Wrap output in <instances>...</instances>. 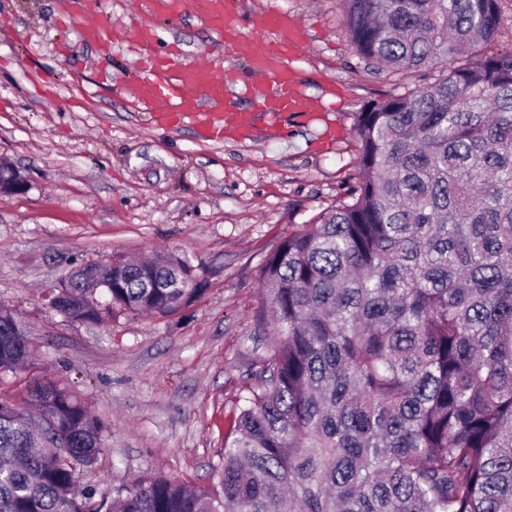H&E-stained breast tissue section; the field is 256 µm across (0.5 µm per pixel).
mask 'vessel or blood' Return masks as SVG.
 <instances>
[{"mask_svg": "<svg viewBox=\"0 0 512 512\" xmlns=\"http://www.w3.org/2000/svg\"><path fill=\"white\" fill-rule=\"evenodd\" d=\"M182 0H142L136 17L132 40L142 50L139 64L141 78L127 90V103L138 112L152 113L158 125L182 120L185 114L207 108L218 113L215 121H207L204 132L211 138H223L225 130L248 127L249 114L233 107L228 101L230 85L245 82L248 76L271 80L270 92L259 95L257 111L271 120L297 111L302 103L298 79L288 60L298 43V25L276 10H267L261 26L268 36L261 40L243 39L239 26L238 0H205L202 13L205 23L214 30L227 49L249 62L247 72L230 71L216 74L213 62L184 63L167 55L156 56L151 51L155 40L154 16L175 12Z\"/></svg>", "mask_w": 512, "mask_h": 512, "instance_id": "vessel-or-blood-1", "label": "vessel or blood"}]
</instances>
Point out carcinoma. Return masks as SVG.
<instances>
[{"instance_id":"cac0c4a2","label":"carcinoma","mask_w":512,"mask_h":512,"mask_svg":"<svg viewBox=\"0 0 512 512\" xmlns=\"http://www.w3.org/2000/svg\"><path fill=\"white\" fill-rule=\"evenodd\" d=\"M373 74L413 85L358 113L344 199L257 278L272 355L238 400L213 488L155 476L95 500L107 427L71 388L0 397V512H512V50L498 0H341ZM205 291L189 258L84 262L65 320L166 315ZM34 357L0 308V374ZM501 27L495 49H512V0H499Z\"/></svg>"}]
</instances>
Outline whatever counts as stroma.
Masks as SVG:
<instances>
[{"label": "stroma", "instance_id": "obj_1", "mask_svg": "<svg viewBox=\"0 0 512 512\" xmlns=\"http://www.w3.org/2000/svg\"><path fill=\"white\" fill-rule=\"evenodd\" d=\"M275 7L304 31L291 59L316 112L204 138L199 124L155 126L125 101L138 77L133 42L86 41L65 0H0V161L25 182L0 196V303L30 326L33 367L0 377L17 395L34 377L72 386L108 424L102 464L81 471L98 496L162 474L212 487L237 399L270 357L257 270L296 225L338 202L355 175L357 112L397 87L372 74L346 36L338 0H242L244 36ZM156 52L246 67L184 0L156 16ZM169 250L188 256L207 290L167 316L114 310L71 323L46 300L71 263Z\"/></svg>", "mask_w": 512, "mask_h": 512}]
</instances>
